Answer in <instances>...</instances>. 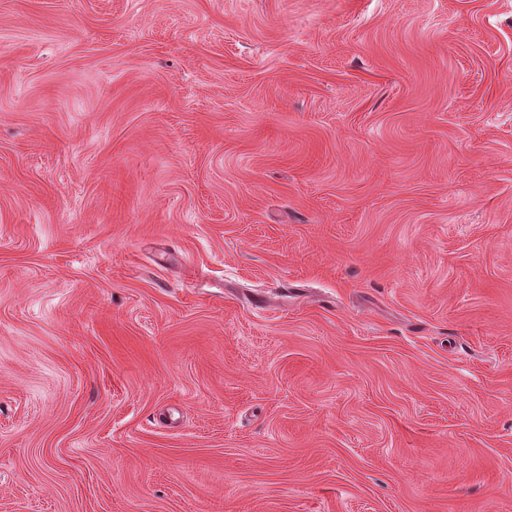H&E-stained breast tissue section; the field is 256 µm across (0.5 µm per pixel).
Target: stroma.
I'll return each instance as SVG.
<instances>
[{
	"label": "stroma",
	"instance_id": "1",
	"mask_svg": "<svg viewBox=\"0 0 512 512\" xmlns=\"http://www.w3.org/2000/svg\"><path fill=\"white\" fill-rule=\"evenodd\" d=\"M0 512H512V0H0Z\"/></svg>",
	"mask_w": 512,
	"mask_h": 512
}]
</instances>
